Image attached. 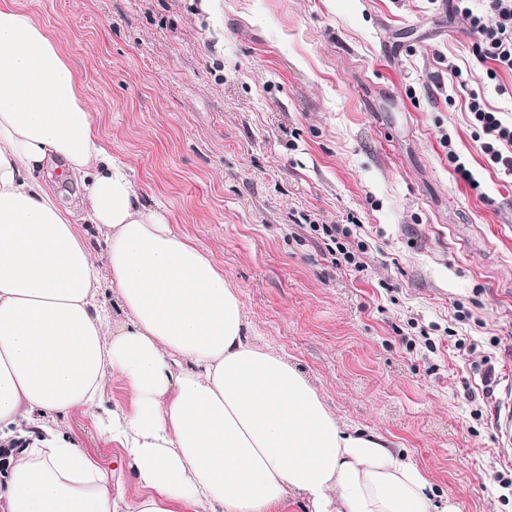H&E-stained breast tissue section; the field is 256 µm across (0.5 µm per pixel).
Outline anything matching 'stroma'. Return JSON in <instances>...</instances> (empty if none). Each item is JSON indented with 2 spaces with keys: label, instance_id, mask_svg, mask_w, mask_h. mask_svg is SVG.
Returning <instances> with one entry per match:
<instances>
[{
  "label": "stroma",
  "instance_id": "obj_1",
  "mask_svg": "<svg viewBox=\"0 0 512 512\" xmlns=\"http://www.w3.org/2000/svg\"><path fill=\"white\" fill-rule=\"evenodd\" d=\"M16 4L60 38L113 156L223 266L251 332L435 501L512 512L494 429L512 403V178L466 102L512 123V74L483 79L448 0ZM319 224L360 225L363 271L332 264ZM59 425L124 462L92 415Z\"/></svg>",
  "mask_w": 512,
  "mask_h": 512
}]
</instances>
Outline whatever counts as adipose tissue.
<instances>
[{
    "instance_id": "adipose-tissue-1",
    "label": "adipose tissue",
    "mask_w": 512,
    "mask_h": 512,
    "mask_svg": "<svg viewBox=\"0 0 512 512\" xmlns=\"http://www.w3.org/2000/svg\"><path fill=\"white\" fill-rule=\"evenodd\" d=\"M64 166L63 205L41 174ZM106 245L107 280L83 243ZM100 421L141 488L56 431ZM23 430L5 512H456L376 432L348 431L306 377L250 335L223 268L146 202L97 134L57 37L0 0V431Z\"/></svg>"
}]
</instances>
